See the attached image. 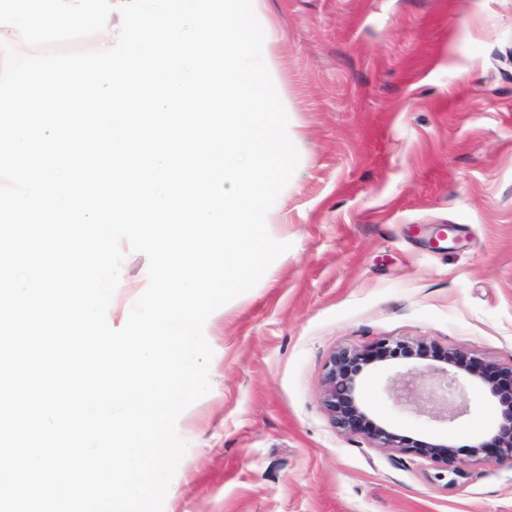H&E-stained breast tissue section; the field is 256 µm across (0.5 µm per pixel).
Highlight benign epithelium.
Segmentation results:
<instances>
[{"label":"benign epithelium","mask_w":512,"mask_h":512,"mask_svg":"<svg viewBox=\"0 0 512 512\" xmlns=\"http://www.w3.org/2000/svg\"><path fill=\"white\" fill-rule=\"evenodd\" d=\"M435 355L434 347L423 342L401 339H383L372 351L342 348L335 352L328 363L323 380V398L336 428L349 434L360 433L378 448L397 449L449 466L454 459V449L449 444L420 442L411 445L406 437L385 424L369 419V411L362 405L358 376L363 366L402 357L426 360ZM440 366L432 369L435 380L420 382L421 371L410 368L398 374L388 387L390 397L406 402L417 411L428 415H442L452 420L465 411L461 404L454 411L448 410L450 397L461 390L460 379L468 378L483 387L498 406V421L489 441L475 446L474 456L490 448L500 459L512 461V385L503 386L487 373V365L466 353L450 348L438 355Z\"/></svg>","instance_id":"obj_1"}]
</instances>
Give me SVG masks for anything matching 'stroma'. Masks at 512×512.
I'll list each match as a JSON object with an SVG mask.
<instances>
[{
	"label": "stroma",
	"mask_w": 512,
	"mask_h": 512,
	"mask_svg": "<svg viewBox=\"0 0 512 512\" xmlns=\"http://www.w3.org/2000/svg\"><path fill=\"white\" fill-rule=\"evenodd\" d=\"M299 166L267 214L289 243L204 327L210 392L178 418L188 444L163 512H512V463L473 457L497 405L434 419L366 366L373 419L455 450L441 463L339 432L323 378L341 348L432 342L512 365V0H253ZM128 254L107 312L148 285Z\"/></svg>",
	"instance_id": "35a3bbf8"
}]
</instances>
